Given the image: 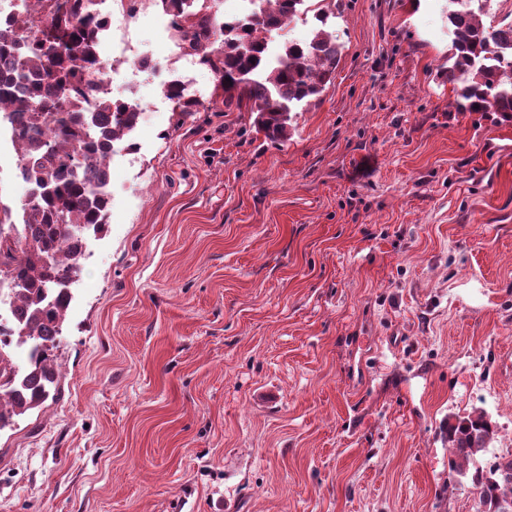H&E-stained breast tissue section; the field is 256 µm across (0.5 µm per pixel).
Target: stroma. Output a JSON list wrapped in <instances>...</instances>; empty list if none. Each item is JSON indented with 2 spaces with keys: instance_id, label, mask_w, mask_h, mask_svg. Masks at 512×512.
I'll use <instances>...</instances> for the list:
<instances>
[{
  "instance_id": "1",
  "label": "stroma",
  "mask_w": 512,
  "mask_h": 512,
  "mask_svg": "<svg viewBox=\"0 0 512 512\" xmlns=\"http://www.w3.org/2000/svg\"><path fill=\"white\" fill-rule=\"evenodd\" d=\"M342 56L287 142L161 67L52 355L57 396L0 431V512H480L449 422L512 455V122L441 76L448 0H342ZM175 81L176 80L172 81V83H170V81L163 82L164 88L170 83L165 89V94L167 98L173 101L175 106L180 109L179 113L181 115L188 114L193 103L190 100H185V96L187 98H193L194 96L189 95V85L187 81H182V92L185 96L181 93L180 83Z\"/></svg>"
}]
</instances>
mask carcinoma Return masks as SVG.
<instances>
[{
    "mask_svg": "<svg viewBox=\"0 0 512 512\" xmlns=\"http://www.w3.org/2000/svg\"><path fill=\"white\" fill-rule=\"evenodd\" d=\"M92 0L53 4L51 21L27 17L0 22V105L22 113L19 168L32 187L16 210L0 203V225L19 224L18 238L0 235V275L14 283V326L0 334V431L55 397L64 376L51 351L62 336L69 284L82 254L74 234L98 235L107 224L110 199L96 185L106 171L96 160L135 129L139 106L97 97L88 106L89 77L99 72L102 19ZM172 17L185 53L199 57L224 88V107L249 108L254 127L273 142H286L296 108L320 96L341 58L336 33L325 29L342 0H252L244 16L216 24L209 0H158ZM451 55L445 78L460 111L491 112L512 122V22L487 26L471 0H448ZM321 27L306 41L288 40L268 51L261 32H279L301 14ZM58 44L50 53L43 40ZM189 113L192 101L180 83L165 89ZM34 343L27 366L14 361V341ZM496 430L482 412L448 424L454 450L451 471L472 472L482 512H512V457L478 465Z\"/></svg>",
    "mask_w": 512,
    "mask_h": 512,
    "instance_id": "obj_1",
    "label": "carcinoma"
}]
</instances>
